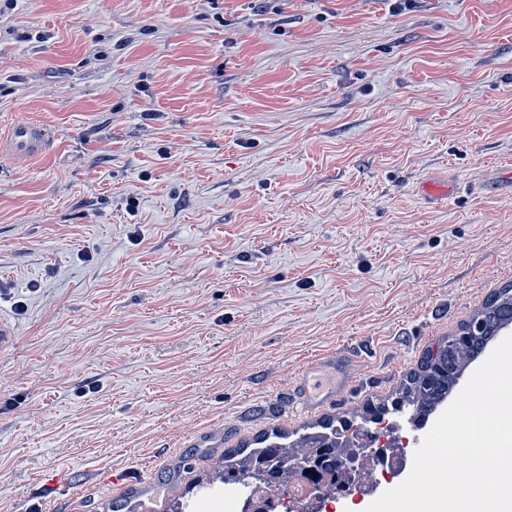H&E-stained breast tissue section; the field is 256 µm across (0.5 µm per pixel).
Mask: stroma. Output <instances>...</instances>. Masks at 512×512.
I'll use <instances>...</instances> for the list:
<instances>
[{"label":"stroma","mask_w":512,"mask_h":512,"mask_svg":"<svg viewBox=\"0 0 512 512\" xmlns=\"http://www.w3.org/2000/svg\"><path fill=\"white\" fill-rule=\"evenodd\" d=\"M19 121L52 139L0 157V512H173L512 282V0H0Z\"/></svg>","instance_id":"obj_1"}]
</instances>
